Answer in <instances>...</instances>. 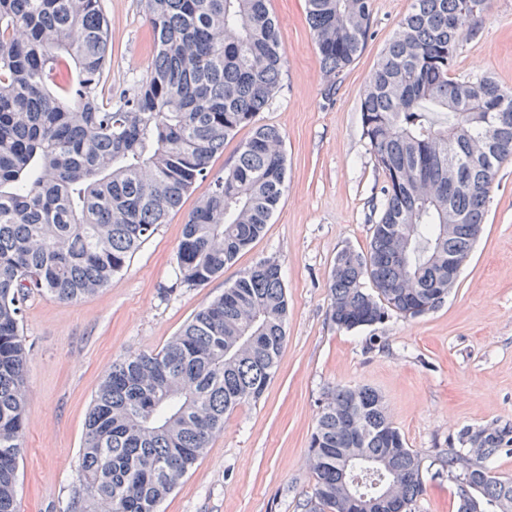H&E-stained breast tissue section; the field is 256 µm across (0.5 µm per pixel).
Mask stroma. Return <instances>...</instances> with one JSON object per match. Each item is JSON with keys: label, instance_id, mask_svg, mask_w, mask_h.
Wrapping results in <instances>:
<instances>
[{"label": "stroma", "instance_id": "obj_1", "mask_svg": "<svg viewBox=\"0 0 512 512\" xmlns=\"http://www.w3.org/2000/svg\"><path fill=\"white\" fill-rule=\"evenodd\" d=\"M412 0H372L362 54L329 82L306 22V0H268L286 64L257 124L276 127L287 188L263 237L194 287L173 271L187 215L210 190L197 180L181 207L98 292L75 301L36 294L21 334L29 352L18 512H66L82 486L78 467L92 398L113 362L161 350L202 306L257 261L281 266L288 296L286 342L258 402L239 405L224 429L159 506V512H303L314 478L310 434L326 394L367 385L421 458L425 492L416 512H456L455 487L439 459L462 433L503 432L490 462L512 478V160L490 192L483 232L445 301L413 320L391 316L352 331L330 319L328 277L339 251H366L372 203L384 176L362 137L368 78ZM112 23L113 93L149 72L145 0H103ZM464 41L457 77L492 75L512 90V0H490Z\"/></svg>", "mask_w": 512, "mask_h": 512}]
</instances>
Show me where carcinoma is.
<instances>
[{
	"mask_svg": "<svg viewBox=\"0 0 512 512\" xmlns=\"http://www.w3.org/2000/svg\"><path fill=\"white\" fill-rule=\"evenodd\" d=\"M372 0H307L325 72L338 76L371 37ZM488 0H413L360 101L362 137L384 174L366 252L337 253L331 320L354 330L396 314L416 319L448 296V259H467L486 224L499 168L512 157V90L490 76H455L474 14ZM149 76L104 100L112 26L102 0H0V512H17L23 452L24 305L105 287L181 206L224 142L253 127L236 158L191 211L176 282L224 272L265 232L286 191L280 132L255 125L280 88L283 50L267 0H146ZM407 263L395 259L407 239ZM288 298L265 259L200 308L162 350L112 364L88 413L80 451L85 495L104 512H157L224 415L257 401L277 367ZM440 459L471 497L457 512H512V479L486 460L496 434ZM315 484L303 512H370L384 489L412 512L421 459L367 386H338L310 435ZM369 469L355 488L346 465Z\"/></svg>",
	"mask_w": 512,
	"mask_h": 512,
	"instance_id": "obj_1",
	"label": "carcinoma"
}]
</instances>
